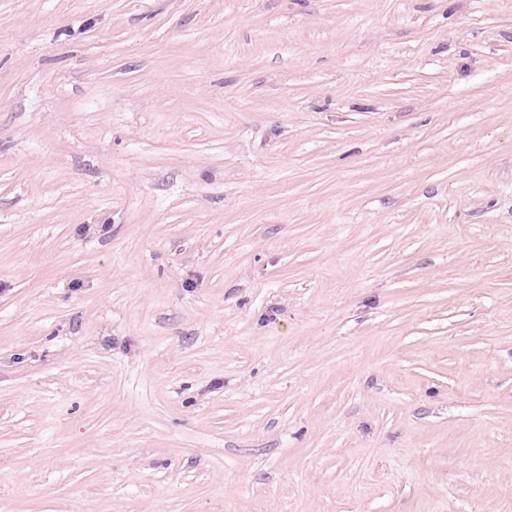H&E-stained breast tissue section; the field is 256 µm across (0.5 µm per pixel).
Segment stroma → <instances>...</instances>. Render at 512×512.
<instances>
[{"label": "stroma", "instance_id": "obj_1", "mask_svg": "<svg viewBox=\"0 0 512 512\" xmlns=\"http://www.w3.org/2000/svg\"><path fill=\"white\" fill-rule=\"evenodd\" d=\"M0 512H512V0H0Z\"/></svg>", "mask_w": 512, "mask_h": 512}]
</instances>
